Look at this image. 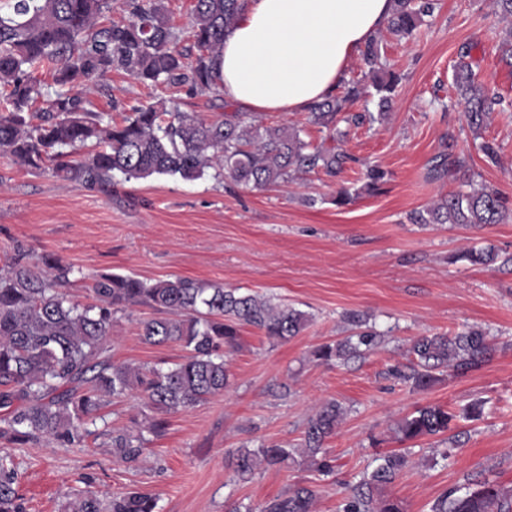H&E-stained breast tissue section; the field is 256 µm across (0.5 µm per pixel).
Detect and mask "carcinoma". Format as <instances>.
Returning a JSON list of instances; mask_svg holds the SVG:
<instances>
[{
    "label": "carcinoma",
    "mask_w": 512,
    "mask_h": 512,
    "mask_svg": "<svg viewBox=\"0 0 512 512\" xmlns=\"http://www.w3.org/2000/svg\"><path fill=\"white\" fill-rule=\"evenodd\" d=\"M246 0H195L189 29L190 46L179 43L164 0H126L124 22L98 24L112 0H0V153L14 164L50 171L89 188L112 185L121 174L127 179L154 175L191 181L210 169L252 189L285 183L298 173L321 171L330 177L343 173L359 159L341 148L313 147L302 130L265 126L246 121L241 113L208 120L189 112H171L158 100L132 108L122 122H104L102 114L82 106L80 93L95 79L120 71L155 87L188 88L192 94L223 90L220 58L224 36L237 23ZM438 0H394L386 30L408 38L433 16ZM468 52L460 53L453 74L458 100L470 131L480 136L494 112H503V99L476 79ZM362 78L343 81L323 102L307 112V123L336 142L347 132L339 124L380 123L393 108L399 77L380 49L379 37L369 38L360 54ZM52 72L59 89L43 95L32 73ZM373 76L367 86L362 80ZM363 96L376 98V111L353 112ZM38 122H33V119ZM89 142L103 149L83 159L75 151ZM364 190L380 192L387 172L364 164ZM462 174V188L443 194L432 205L409 215L413 224H499L512 216L506 198L495 188L477 184L465 158L439 155L428 176L442 180ZM466 258L490 265L494 249L472 250ZM72 268L51 254L28 264L25 255L11 258L0 275V438L25 445L49 437L63 446L80 444L92 434L106 397L121 398L139 392L142 407L162 416L148 429L162 434L166 415L224 393L229 384L224 355L238 348L239 328L249 325L268 339L286 342L308 325V316L290 306L257 294H240L221 285H205L174 277L145 283L138 278L104 273L93 280L92 305L71 302L59 288ZM146 306L158 313L141 322L140 338L150 345L177 343L186 351L183 361L167 369L144 371L111 362L105 344L118 312ZM379 335L365 329L312 351L322 362L347 361L373 349ZM495 347L488 335L475 328L417 338L410 353L411 371L399 367L392 376L424 391L439 374H464L490 361ZM475 402L458 416L442 405H424L397 426L401 443L447 432L457 418H477ZM331 400L306 422L304 448L260 443L239 448L229 459L237 481L249 482L262 468L291 461L322 476L335 471L334 459L322 449L343 417ZM113 452L125 462L143 453L140 438L125 431L112 432ZM412 449L378 458L372 470L345 484L338 512H405L403 503L383 494L408 467ZM317 491L297 485L258 509L236 506L230 512H313ZM73 512H159L158 501L137 489L101 498L86 491L70 503ZM0 512H25L16 470L0 458ZM429 512H512V490L473 475L443 492Z\"/></svg>",
    "instance_id": "cac0c4a2"
}]
</instances>
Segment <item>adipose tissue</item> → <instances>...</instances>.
Here are the masks:
<instances>
[{
	"mask_svg": "<svg viewBox=\"0 0 512 512\" xmlns=\"http://www.w3.org/2000/svg\"><path fill=\"white\" fill-rule=\"evenodd\" d=\"M393 0H248L224 39L226 98L249 112H306L345 78Z\"/></svg>",
	"mask_w": 512,
	"mask_h": 512,
	"instance_id": "adipose-tissue-1",
	"label": "adipose tissue"
}]
</instances>
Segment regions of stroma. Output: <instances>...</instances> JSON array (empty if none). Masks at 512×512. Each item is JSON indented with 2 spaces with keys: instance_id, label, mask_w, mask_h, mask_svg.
<instances>
[{
  "instance_id": "stroma-1",
  "label": "stroma",
  "mask_w": 512,
  "mask_h": 512,
  "mask_svg": "<svg viewBox=\"0 0 512 512\" xmlns=\"http://www.w3.org/2000/svg\"><path fill=\"white\" fill-rule=\"evenodd\" d=\"M504 25L489 0H440L415 37L383 34L381 51L401 76L395 104L383 123L351 129L343 147L359 159L340 177L310 173L265 190L206 175L125 180L90 189L51 173H34L0 155V270L16 247L31 257L51 254L73 273L64 291L75 303L93 304L89 290L102 273L150 282L184 277L271 298L305 312L310 322L285 343L242 327L238 349L227 356L223 395L170 414L163 436L144 433V451L126 463L112 452L111 432L143 422L137 394L106 399L86 442L61 446L50 438L27 445L0 440L19 476L26 512H67L77 494L139 489L158 500L160 512H230L235 503L259 505L296 484L317 483L316 512H336L343 485L375 456L400 450L395 427L417 407L453 410L478 400L482 414L455 421L464 444L441 460L438 438L413 445L412 464L387 489L407 512H429L446 489L481 472L512 488V217L500 224H412L457 180L427 177L433 157L453 147L466 156L480 182L512 198V112L494 113L474 139L462 107H450L452 75L460 50L471 45L480 79L512 101V67L500 59ZM88 110L121 120L132 107L164 100L168 108L207 119L224 114V97L188 95L185 88L150 89L114 72L84 91ZM500 147L487 161L481 141ZM390 174L382 192H361V162ZM357 191L334 205L340 188ZM494 247L491 265L471 263L470 249ZM361 314L383 333L363 358L325 364L312 358L318 345L350 334L346 317ZM152 309L117 313L106 354L114 363L167 367L182 360L176 343L141 341L140 323ZM476 327L494 342L480 369L444 373L434 386L415 390L389 370L408 364L422 335ZM336 400L345 410L325 448L336 473L318 479L301 466L259 471L235 483L226 458L259 441L301 444L305 423L320 405Z\"/></svg>"
}]
</instances>
